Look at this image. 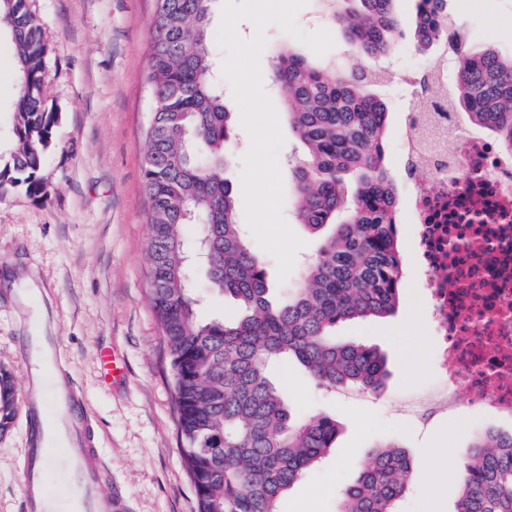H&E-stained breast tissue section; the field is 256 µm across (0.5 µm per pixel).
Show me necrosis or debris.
<instances>
[{"instance_id": "1", "label": "necrosis or debris", "mask_w": 512, "mask_h": 512, "mask_svg": "<svg viewBox=\"0 0 512 512\" xmlns=\"http://www.w3.org/2000/svg\"><path fill=\"white\" fill-rule=\"evenodd\" d=\"M409 248L427 287L437 387L412 409L512 421V152L429 98L404 113Z\"/></svg>"}]
</instances>
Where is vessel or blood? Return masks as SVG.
Returning a JSON list of instances; mask_svg holds the SVG:
<instances>
[{
  "instance_id": "obj_1",
  "label": "vessel or blood",
  "mask_w": 512,
  "mask_h": 512,
  "mask_svg": "<svg viewBox=\"0 0 512 512\" xmlns=\"http://www.w3.org/2000/svg\"><path fill=\"white\" fill-rule=\"evenodd\" d=\"M19 332L21 356L36 370L41 386L38 397L27 403L26 512H112V492L103 486L97 461L91 450L83 447L74 421L75 392L55 379L54 337L40 324L22 325ZM59 456L64 457L67 469L61 487L48 466Z\"/></svg>"
}]
</instances>
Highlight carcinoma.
Masks as SVG:
<instances>
[{"label": "carcinoma", "mask_w": 512, "mask_h": 512, "mask_svg": "<svg viewBox=\"0 0 512 512\" xmlns=\"http://www.w3.org/2000/svg\"><path fill=\"white\" fill-rule=\"evenodd\" d=\"M212 0H157L150 43L151 120L142 177L151 227L154 313L174 376L181 454L200 512H280L282 496L333 448L336 420L296 415L269 377L273 362L298 361L326 388L381 390L388 376L374 347L336 340V326L394 311L401 281L397 189L385 159L388 108L373 66L395 51L403 22L395 0H327L347 55L366 65L276 55L273 78L305 155L289 162L294 211L310 231L329 230L318 253L269 299L264 260L247 246L224 178L233 113L224 104L210 31ZM447 0H418L415 34L427 50L448 34ZM0 32L16 63L13 146L0 158V194L43 192L40 170L58 113L45 94L51 51L34 0H0ZM459 75L448 93L469 118L512 151V53L456 46ZM186 224L201 225L193 247ZM211 257L210 288L238 308L203 322L188 258ZM13 385L0 368V431L12 419ZM458 473L453 512H512V433L475 437ZM412 472L406 451L380 443L340 493L336 512H399Z\"/></svg>", "instance_id": "carcinoma-1"}]
</instances>
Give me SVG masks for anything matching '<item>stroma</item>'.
I'll return each mask as SVG.
<instances>
[{"instance_id": "1", "label": "stroma", "mask_w": 512, "mask_h": 512, "mask_svg": "<svg viewBox=\"0 0 512 512\" xmlns=\"http://www.w3.org/2000/svg\"><path fill=\"white\" fill-rule=\"evenodd\" d=\"M448 0V14L464 41L512 52V0ZM51 45L48 101L60 114L41 176L46 195L15 188L0 197V367L15 386L13 417L0 432V512H25L22 466L29 448L25 398L30 371L20 357L19 328L43 323L57 340L62 372L87 413L86 434L112 480L117 512H199L184 467L173 371L151 305L147 222L142 179L149 121L147 75L155 0H34ZM263 86L277 112L280 157L301 153L281 91L272 83L276 54L301 48L278 26L266 30ZM379 93L390 112L386 159L406 198L409 182L398 157L399 114L411 102L399 66L421 68L405 28ZM423 289L411 274L400 282L392 315L340 325L336 337L376 347L388 378L376 394L325 389L296 364L273 373L288 389L297 414L323 412L340 426L332 451L284 496L281 512H336L339 494L378 442L394 441L412 461L400 512H452L456 470L476 431L454 419L419 427L398 409L435 383V365L420 310ZM115 351L121 381L102 379L98 354Z\"/></svg>"}]
</instances>
